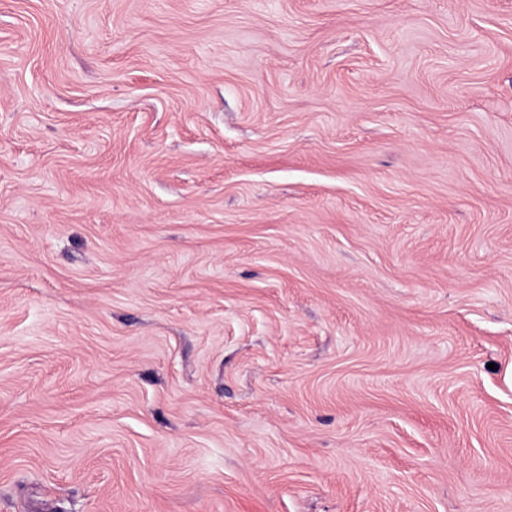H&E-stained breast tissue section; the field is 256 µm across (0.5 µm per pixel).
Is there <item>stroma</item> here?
I'll return each mask as SVG.
<instances>
[{
  "label": "stroma",
  "instance_id": "35a3bbf8",
  "mask_svg": "<svg viewBox=\"0 0 512 512\" xmlns=\"http://www.w3.org/2000/svg\"><path fill=\"white\" fill-rule=\"evenodd\" d=\"M0 512H512V0H0Z\"/></svg>",
  "mask_w": 512,
  "mask_h": 512
}]
</instances>
